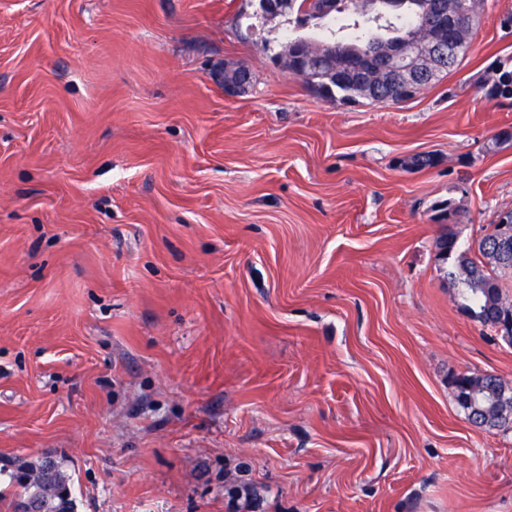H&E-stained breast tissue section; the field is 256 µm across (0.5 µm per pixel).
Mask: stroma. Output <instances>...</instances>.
I'll return each instance as SVG.
<instances>
[{"label":"stroma","mask_w":512,"mask_h":512,"mask_svg":"<svg viewBox=\"0 0 512 512\" xmlns=\"http://www.w3.org/2000/svg\"><path fill=\"white\" fill-rule=\"evenodd\" d=\"M510 15L393 106L307 90L259 0H0V459L77 512H232L243 463L255 512H512V428L448 385L512 345L436 248L512 209Z\"/></svg>","instance_id":"obj_1"}]
</instances>
